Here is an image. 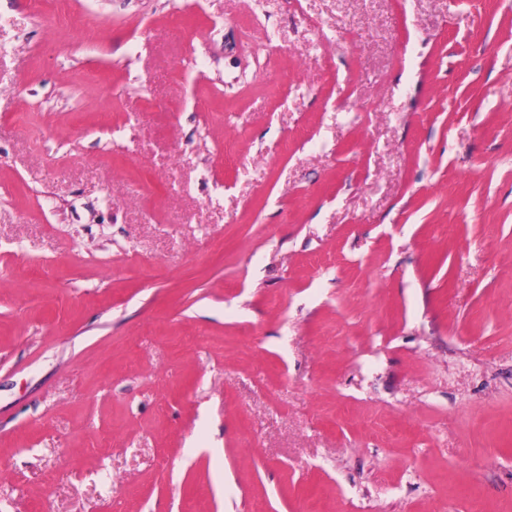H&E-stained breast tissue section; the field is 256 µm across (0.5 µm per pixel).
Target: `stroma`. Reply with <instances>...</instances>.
I'll return each mask as SVG.
<instances>
[{"instance_id": "stroma-1", "label": "stroma", "mask_w": 512, "mask_h": 512, "mask_svg": "<svg viewBox=\"0 0 512 512\" xmlns=\"http://www.w3.org/2000/svg\"><path fill=\"white\" fill-rule=\"evenodd\" d=\"M0 512H512V0H0Z\"/></svg>"}]
</instances>
